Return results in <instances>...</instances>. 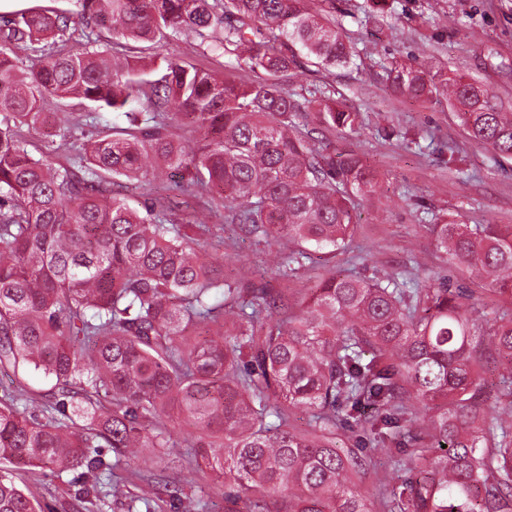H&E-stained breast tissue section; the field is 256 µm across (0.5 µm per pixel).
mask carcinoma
Returning <instances> with one entry per match:
<instances>
[{
    "mask_svg": "<svg viewBox=\"0 0 512 512\" xmlns=\"http://www.w3.org/2000/svg\"><path fill=\"white\" fill-rule=\"evenodd\" d=\"M73 14L36 5L0 25V366L51 382L31 412L23 384L0 397V512H38L13 472L81 470L76 495L103 512L120 493L112 469L139 448L155 467L191 429V461L224 486V512H512V314L473 333L463 294L393 276L337 270L292 303L263 276L224 275L200 243L224 214L256 242L283 239L286 279L307 247L347 248L356 197L378 174L358 154L336 157L292 122L301 108L288 72L301 60H351L343 32L309 0H79ZM149 43L193 35L258 79L236 82L165 58L150 71L102 57L101 33ZM393 91L443 95L495 160L512 159V112L485 84L411 62L385 70ZM83 99L128 126L88 143L70 130L35 158L26 137L48 123L49 98ZM323 123L353 130L361 114L323 105ZM182 119L204 133L186 144ZM68 154L69 163L53 159ZM191 166L178 187L197 206L159 195L138 210L126 181L149 186ZM446 260L512 307V225H430ZM498 380L485 418L484 376ZM110 398V407L100 397ZM309 413L307 428L290 417ZM369 429L401 472L375 496L356 490L372 465L339 443L341 422ZM110 448L114 461L101 449Z\"/></svg>",
    "mask_w": 512,
    "mask_h": 512,
    "instance_id": "cac0c4a2",
    "label": "carcinoma"
}]
</instances>
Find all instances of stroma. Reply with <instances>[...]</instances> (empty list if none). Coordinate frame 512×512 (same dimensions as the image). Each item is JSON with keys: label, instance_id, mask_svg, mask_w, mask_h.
I'll return each mask as SVG.
<instances>
[{"label": "stroma", "instance_id": "35a3bbf8", "mask_svg": "<svg viewBox=\"0 0 512 512\" xmlns=\"http://www.w3.org/2000/svg\"><path fill=\"white\" fill-rule=\"evenodd\" d=\"M376 19L365 15L370 0H324L323 7L343 29L353 48L348 66L331 71L302 64L291 71L288 88L298 94L318 89L341 106L359 112L361 125L352 131L323 127L314 108L298 112L296 122L317 145L336 153L362 155L379 176L374 199L363 202L353 240L343 252L310 247L288 280L273 277L272 250L246 238L236 226L224 227L222 239L207 240L206 251L224 254V272L247 269L270 276L273 287L300 298L311 293L332 267L348 268L363 277L383 274L419 281H447L462 289L468 302L492 313L499 302L483 291L479 280L450 266L429 231L439 215L460 214L469 224H512V160L496 161L480 149L460 126L445 98L417 101L397 95L386 83L384 68L408 59L434 72L457 71L496 89L512 109V0H384ZM198 38L167 36L155 54L179 58L218 72L232 71L227 59L204 56ZM235 72V71H232ZM238 79L253 80L248 70ZM350 447L374 463L359 490L375 479L397 476L389 456L376 454L360 428L345 431ZM122 485L139 493L146 482L179 488L183 502L199 498L223 503L224 488L205 473L185 466L146 468L134 458L120 464ZM15 481L33 492L43 512H83L75 500L70 475L21 470Z\"/></svg>", "mask_w": 512, "mask_h": 512}]
</instances>
